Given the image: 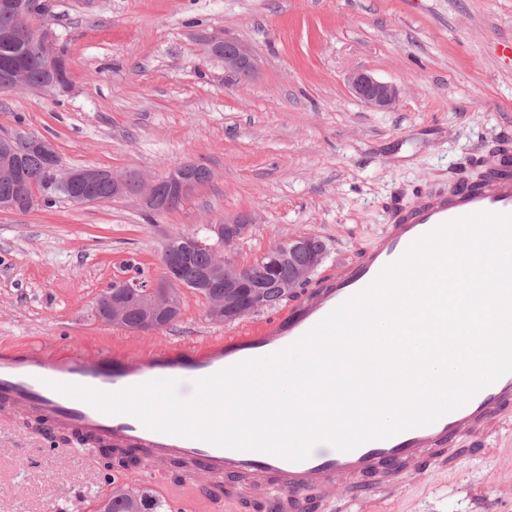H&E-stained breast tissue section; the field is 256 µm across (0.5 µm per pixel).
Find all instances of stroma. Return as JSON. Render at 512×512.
Here are the masks:
<instances>
[{
  "label": "stroma",
  "instance_id": "obj_1",
  "mask_svg": "<svg viewBox=\"0 0 512 512\" xmlns=\"http://www.w3.org/2000/svg\"><path fill=\"white\" fill-rule=\"evenodd\" d=\"M42 22L70 59L66 95L0 91V133L49 140L68 168L136 171L149 179L195 163L211 172L159 214L135 200L0 211V348L66 344L75 354H149L235 331L182 294L178 318L141 333L92 309L110 282L161 272L160 249L198 224L248 215L223 254L244 266L288 240L316 236L324 269L373 246L389 209L449 179H472L512 141V0H47ZM223 30L245 41L259 76L241 82L195 40ZM365 70L399 90L370 109L346 78ZM452 468L401 476L379 512H512V420L479 445L465 435ZM122 477L168 500L191 490L206 512L224 484L137 464L108 468L77 440L44 444L25 412L0 414V512H95Z\"/></svg>",
  "mask_w": 512,
  "mask_h": 512
}]
</instances>
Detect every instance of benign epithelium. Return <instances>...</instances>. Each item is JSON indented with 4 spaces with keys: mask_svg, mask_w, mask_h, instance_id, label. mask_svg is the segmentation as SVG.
<instances>
[{
    "mask_svg": "<svg viewBox=\"0 0 512 512\" xmlns=\"http://www.w3.org/2000/svg\"><path fill=\"white\" fill-rule=\"evenodd\" d=\"M0 9L12 12L18 16H27L32 9L29 0H0ZM34 40L42 48L40 69L44 81L31 84L27 80L26 64L13 63L6 67L4 72L5 84L15 88L22 87L35 93L47 90L65 93L70 89V81L58 80V73L69 67V60L63 58L56 48L54 33L43 25H34ZM199 43L211 56L224 61V71L241 81H249L258 74V62L250 46L236 37L224 32H201L197 34ZM347 84L352 94L366 106L386 110L391 108L398 100L399 91L396 86L376 79L366 71H354L347 77ZM32 153L43 158L46 169L59 187L63 190L81 188V192L70 196L73 203L84 204L90 200L89 191L101 176L102 171L96 167H83L78 169H63L56 163V152L53 146L45 139L28 134ZM181 175L177 177L175 190L183 197H188L197 187L190 169L180 168ZM113 198L125 196L127 184L138 178V174L131 171H112ZM140 192L136 199L141 205L151 211L160 213L167 209V200L158 193L159 183H146L140 181ZM252 220L247 216L226 218L218 224L208 225V229L218 238V244L229 246L244 238L251 229ZM182 258L170 257L163 265V273L149 283L119 278L112 282L109 289L97 298V308L108 313V321L113 324H122L127 319L128 309L123 294L128 291H137L146 288V297L141 300L140 310L143 314V324L157 329L177 318L179 309L176 302L185 285L181 278ZM222 260L218 259L212 267L202 274L201 280L208 288L224 287L226 298L211 299L207 307L208 316L218 322L232 323L240 319L242 310L231 301V293L250 289L252 303L250 309L264 308V298L261 293L253 290L254 282L240 280L226 272Z\"/></svg>",
    "mask_w": 512,
    "mask_h": 512,
    "instance_id": "7a95c632",
    "label": "benign epithelium"
}]
</instances>
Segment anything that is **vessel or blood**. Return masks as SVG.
<instances>
[{
	"mask_svg": "<svg viewBox=\"0 0 512 512\" xmlns=\"http://www.w3.org/2000/svg\"><path fill=\"white\" fill-rule=\"evenodd\" d=\"M477 213L512 214V161L503 155L493 157L482 180L453 179L447 187L424 191L410 207L391 210L383 236L371 249L358 259L339 262L276 319L258 318L202 345L136 360L105 352L90 357L64 349L48 353L39 347L1 352L0 408L28 412L60 432L74 431L107 446L137 451L152 466L178 456L194 470L221 473L232 486L277 485L281 493L267 501L268 512H310L313 506L329 503L330 489L343 486L349 494H356L359 479L395 488L405 472L445 468L444 456L457 436L465 433L484 442L512 416V373L431 425L372 440L350 451L318 444L301 462L152 431L133 416L100 412L54 390L53 385L72 383L108 392L151 380L175 379L190 385L243 360L274 354L362 291L416 240L443 224Z\"/></svg>",
	"mask_w": 512,
	"mask_h": 512,
	"instance_id": "b4317fda",
	"label": "vessel or blood"
}]
</instances>
